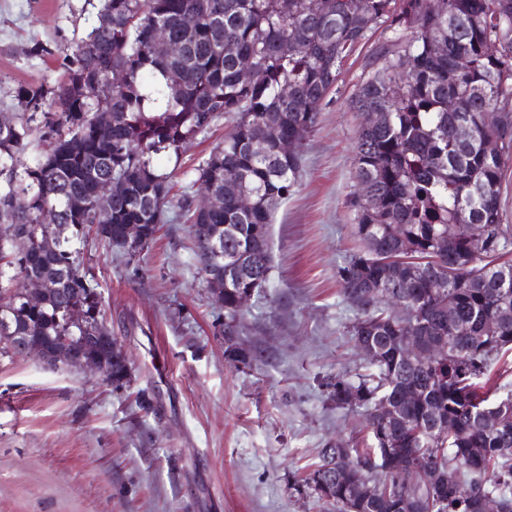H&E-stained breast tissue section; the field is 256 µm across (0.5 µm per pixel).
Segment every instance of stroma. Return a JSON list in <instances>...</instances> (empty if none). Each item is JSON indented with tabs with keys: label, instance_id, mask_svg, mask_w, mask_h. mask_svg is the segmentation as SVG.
Masks as SVG:
<instances>
[{
	"label": "stroma",
	"instance_id": "1",
	"mask_svg": "<svg viewBox=\"0 0 512 512\" xmlns=\"http://www.w3.org/2000/svg\"><path fill=\"white\" fill-rule=\"evenodd\" d=\"M99 4L0 0V113L17 111L19 86L55 85L61 51ZM389 38L375 29L324 100L298 182L269 226V283L248 302L234 341L178 207L199 199V168L223 142L227 118L179 159L159 158L171 202L139 257L88 240V276L130 378L115 386L32 357L0 359V512H320L290 484L329 441L372 445L322 378L371 370L348 336L355 312L337 271L359 249L350 199L363 117L350 99ZM232 345L250 352V364L232 361Z\"/></svg>",
	"mask_w": 512,
	"mask_h": 512
}]
</instances>
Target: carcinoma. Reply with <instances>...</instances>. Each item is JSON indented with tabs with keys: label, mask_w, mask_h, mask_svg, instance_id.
I'll return each instance as SVG.
<instances>
[{
	"label": "carcinoma",
	"mask_w": 512,
	"mask_h": 512,
	"mask_svg": "<svg viewBox=\"0 0 512 512\" xmlns=\"http://www.w3.org/2000/svg\"><path fill=\"white\" fill-rule=\"evenodd\" d=\"M330 2L321 14L312 0H101L64 55L62 81L50 92L20 87L24 111L0 114V320L31 328L48 353L63 343L77 355L98 352L89 337L108 324L77 244L92 230L110 244L120 225L146 224L147 242L125 251L138 256L170 203L169 174L155 159L179 156L226 114L233 124L199 181L222 190L232 176L248 204L226 195L224 208L203 212L185 198L182 210L192 224L226 225L224 249L249 252V277L268 281L269 240L257 242L251 225L271 224L288 199L302 142L344 59L383 26L392 33L383 65L350 105L386 120L358 130L352 206L361 249L338 268L356 310L349 336L372 342L376 361L354 380L336 373L323 381L338 408L348 407L349 390L360 393L373 446L360 452L336 440L290 489L326 512H393L404 499L412 512H512V401L484 392L491 358L512 351V261H501L512 227L500 203L512 159V0ZM159 35L183 43L185 56L154 55ZM242 59L253 70L248 81ZM100 109L112 116L105 130ZM463 123L466 139L454 136ZM37 129L49 145L29 163L24 151ZM488 140L500 151H487ZM112 179L125 183L124 194L99 192ZM476 224L486 234L478 257ZM438 274L448 287H435ZM21 276L44 283L40 303H23ZM208 286L224 295V335H238L244 289ZM411 332L447 352L405 361L400 342ZM128 376L120 361L103 379ZM409 386L420 402L388 420L370 412ZM435 417L448 421V434L431 432Z\"/></svg>",
	"instance_id": "1"
}]
</instances>
